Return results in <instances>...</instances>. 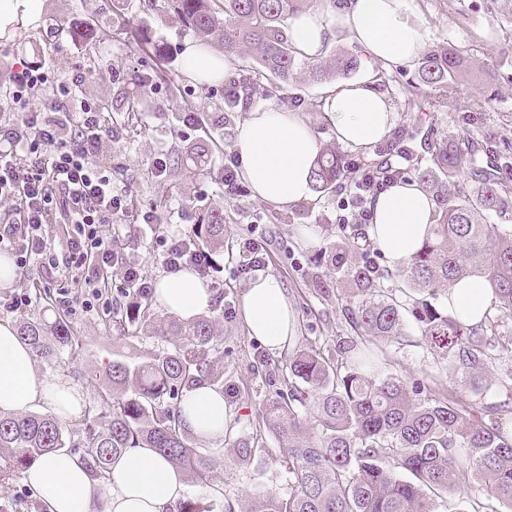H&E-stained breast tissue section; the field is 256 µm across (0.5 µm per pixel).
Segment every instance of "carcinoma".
Masks as SVG:
<instances>
[{
    "label": "carcinoma",
    "mask_w": 512,
    "mask_h": 512,
    "mask_svg": "<svg viewBox=\"0 0 512 512\" xmlns=\"http://www.w3.org/2000/svg\"><path fill=\"white\" fill-rule=\"evenodd\" d=\"M163 2L201 43L221 40L224 52L242 60L234 79L247 94L260 80L268 93L304 75L321 82L347 76L359 68L352 52L321 51L306 57L289 33L290 20L324 0H145ZM467 60L453 47L437 46L419 62L418 75L427 87L448 97ZM398 136L378 150L367 170L377 181L402 179L405 168L390 163L391 150L406 157L433 202L432 223L415 255L395 271L365 261L348 265L352 244L344 238L331 247L328 259L359 294L349 320L357 340L340 362L317 344L288 355L282 387L275 390L260 415L262 429L245 436L231 423L224 444L199 443L182 423L181 401L191 390L209 385L224 389V372L216 366L224 351L220 328L224 307L212 315L183 321L160 316L153 295L135 294L121 315L125 339L138 341L149 332L174 338L173 346L144 360L112 359L97 397L86 403L80 420L71 423L46 413H0V453L9 452L8 469L16 479L31 464L66 449L79 456L94 480L106 477L112 461L130 448H152L194 486L213 491L219 512H438L436 500L471 481L512 512V440L494 427L498 406L476 411L448 398L433 397L424 382L393 375L379 376L382 343L397 342L405 323L415 325L433 351L448 361L449 377L473 393L512 388V187L501 177L503 167L479 164L483 147L468 134L433 138ZM428 154L422 164V154ZM357 168L336 148H321L310 174L314 189L324 193L351 181ZM211 249L224 246V213L212 212L203 225ZM469 277L485 280L495 301L483 323L467 326L435 302L436 291ZM384 279L403 287L387 289ZM19 336L34 357L49 367L71 363L82 344L70 323L56 316L24 322ZM500 364V371L490 367ZM77 439H72V434ZM276 439L281 458L294 475L286 497L271 491L253 494L245 508L224 499V489L211 483L217 470L253 462Z\"/></svg>",
    "instance_id": "carcinoma-1"
}]
</instances>
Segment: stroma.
I'll list each match as a JSON object with an SVG mask.
<instances>
[{
  "instance_id": "1",
  "label": "stroma",
  "mask_w": 512,
  "mask_h": 512,
  "mask_svg": "<svg viewBox=\"0 0 512 512\" xmlns=\"http://www.w3.org/2000/svg\"><path fill=\"white\" fill-rule=\"evenodd\" d=\"M101 11L95 29L85 25L83 0H42L33 22L18 26L10 36L0 37V52L9 60L44 67L50 82L33 95L30 107L43 108L53 98L59 83L82 72L87 80L76 99L100 103L117 135L105 141L100 163L112 171L115 193L130 200L134 210H153L156 222L134 224L123 237L124 253L138 262L149 279L166 273L162 262L163 241L169 232L194 233L202 212H224V247L212 257L220 272L209 281L213 294L224 297V400L228 416L240 429L253 431L260 414L282 379L285 353L273 354L250 339L240 316V294L251 280L240 270L241 250L251 241L261 248L264 273L279 278L294 310L298 329L292 346L316 342L330 351L353 337L342 300L343 270L332 266L323 254L335 241L340 218L349 216L355 186L348 183L326 193H313L306 214L285 222L286 212L254 195L247 183L236 192L224 186V157L236 149L240 127L249 110L270 105L292 107L315 134L319 145L336 144L332 125L311 108L332 88L331 82L315 83L299 78L283 86L275 97L254 93L250 99L228 107V80L201 84L184 74L182 49L190 35L169 11H143L140 0H124V9L112 10V0H97ZM412 22L425 30L424 49L451 45L468 56V66L458 87L465 109L444 100L437 111L428 103L434 92L420 86L417 62L393 68L396 92L388 99L396 113V133H409L434 126L437 135L465 130L475 137L490 135L487 147L510 161L504 181L512 185V0H407ZM112 33L111 42L97 45L99 29ZM149 43L148 52H129L132 32ZM419 85L414 106H406L400 87ZM194 112L201 124L185 126L182 119ZM164 153L167 171L156 177L149 160ZM54 276L37 261L16 268L13 282L0 286V321L19 324L38 316L54 320L66 315L83 349L73 364L57 368V378L76 385L83 400L95 398L99 376L119 355L136 358L154 349L156 338L125 340L103 301L86 288H75L70 304L55 303L42 310L37 303L11 306L14 294L38 287L53 290ZM381 374L405 380L425 381L433 395L469 405L474 395L453 383L448 362L424 343L418 329L406 325L402 342L385 346ZM280 445L268 439L265 452L251 465L217 471V484L226 496L247 503L259 490L287 494L294 476L280 460Z\"/></svg>"
}]
</instances>
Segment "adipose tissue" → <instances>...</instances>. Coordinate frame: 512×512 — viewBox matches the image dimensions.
Returning <instances> with one entry per match:
<instances>
[{"mask_svg":"<svg viewBox=\"0 0 512 512\" xmlns=\"http://www.w3.org/2000/svg\"><path fill=\"white\" fill-rule=\"evenodd\" d=\"M344 29L366 63L390 65L414 59L422 44L420 26L406 16V0H349L335 14L310 12L293 18L290 35L297 49L319 53L331 26ZM187 76L198 82L226 77L224 56L188 41L182 51ZM323 112L337 140L352 148H370L391 134L396 122L390 101L375 89L373 71L353 83L337 84L324 100ZM319 145L297 113L274 107L250 110L237 142L241 173L255 196L281 207L308 201L309 180ZM368 235L391 268L400 267L425 239L433 204L419 182L399 181L373 198ZM156 295L162 307L191 320L209 307L212 292L193 272L161 275ZM494 302L483 279L469 278L449 288L442 304L464 324L480 323ZM240 312L248 336L268 351L287 347L296 333V316L281 281L262 275L240 295ZM48 413L75 418L81 392L74 384L36 372L29 346L15 327L0 321V412L17 413L34 405ZM187 427L208 440L224 437V395L211 386L187 393L181 403ZM46 512H176L186 494L182 476L165 458L148 448H135L115 459L106 483L92 480L75 457L60 451L36 463L25 474Z\"/></svg>","mask_w":512,"mask_h":512,"instance_id":"obj_1","label":"adipose tissue"}]
</instances>
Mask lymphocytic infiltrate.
<instances>
[{"label": "lymphocytic infiltrate", "mask_w": 512, "mask_h": 512, "mask_svg": "<svg viewBox=\"0 0 512 512\" xmlns=\"http://www.w3.org/2000/svg\"><path fill=\"white\" fill-rule=\"evenodd\" d=\"M48 80L41 69L13 68L0 82V95L19 109L0 117V203H12L18 223L0 231V250L16 265L37 260L46 270L65 269L58 282L61 302L71 300L70 275L98 289L110 269L123 265L127 287L148 292L151 284L139 264L125 260L120 250L119 218L129 203L112 191V172L98 156L115 130L101 108L83 100L72 102V90L85 82L82 74L60 86L49 109H31L27 100ZM70 227L63 256L51 253L44 232L57 214ZM163 262L169 269L191 266L205 271L213 266L209 252L189 234L167 238Z\"/></svg>", "instance_id": "f902f5d3"}]
</instances>
